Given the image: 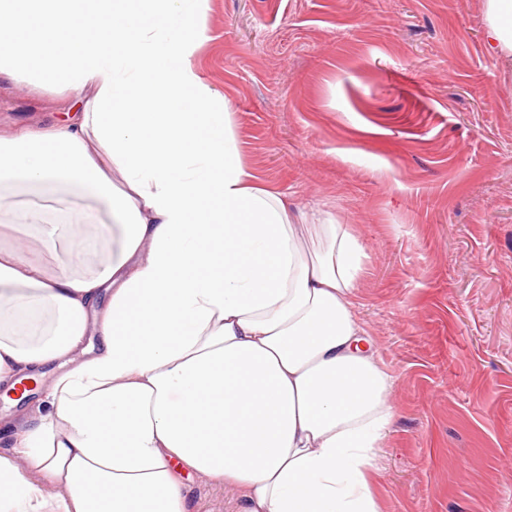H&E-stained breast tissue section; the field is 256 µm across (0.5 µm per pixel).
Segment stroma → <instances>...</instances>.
Returning <instances> with one entry per match:
<instances>
[{"mask_svg": "<svg viewBox=\"0 0 512 512\" xmlns=\"http://www.w3.org/2000/svg\"><path fill=\"white\" fill-rule=\"evenodd\" d=\"M486 0H210L196 61L245 165L365 247L393 417L380 512H512V58ZM69 105L0 81V124Z\"/></svg>", "mask_w": 512, "mask_h": 512, "instance_id": "1", "label": "stroma"}]
</instances>
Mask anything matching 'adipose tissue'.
Here are the masks:
<instances>
[{"mask_svg": "<svg viewBox=\"0 0 512 512\" xmlns=\"http://www.w3.org/2000/svg\"><path fill=\"white\" fill-rule=\"evenodd\" d=\"M207 8L0 0V77L80 106L0 131V393L52 380L0 453V512H194V475L241 512H379L365 248L243 164L196 64ZM485 38L512 55V0Z\"/></svg>", "mask_w": 512, "mask_h": 512, "instance_id": "1", "label": "adipose tissue"}]
</instances>
